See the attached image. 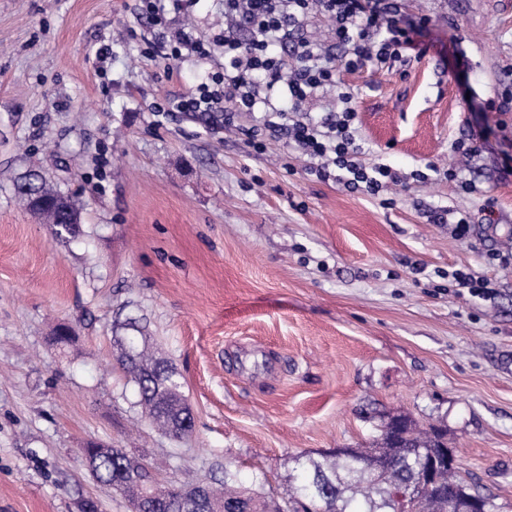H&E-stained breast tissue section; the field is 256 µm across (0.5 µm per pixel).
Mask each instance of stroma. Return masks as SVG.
Returning a JSON list of instances; mask_svg holds the SVG:
<instances>
[{
    "label": "stroma",
    "instance_id": "obj_1",
    "mask_svg": "<svg viewBox=\"0 0 512 512\" xmlns=\"http://www.w3.org/2000/svg\"><path fill=\"white\" fill-rule=\"evenodd\" d=\"M401 8L432 20L405 64L339 73L363 160L403 177L385 206L317 179L286 140L256 153L250 113L159 111L224 54L144 59L160 40L138 0H0V512H130L82 461L90 443L148 451L175 485L230 469L284 502L294 456L364 446L389 412L446 430L512 512V265L487 260L512 250V0ZM166 18L206 39L224 0ZM468 139L481 150L465 158ZM430 163L457 180H416ZM29 170L73 197L82 236L53 240L22 207ZM423 204L467 214L469 239ZM454 269L496 297L454 294ZM126 336L176 371L189 436L142 417Z\"/></svg>",
    "mask_w": 512,
    "mask_h": 512
}]
</instances>
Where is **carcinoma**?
I'll return each mask as SVG.
<instances>
[{
	"label": "carcinoma",
	"instance_id": "cac0c4a2",
	"mask_svg": "<svg viewBox=\"0 0 512 512\" xmlns=\"http://www.w3.org/2000/svg\"><path fill=\"white\" fill-rule=\"evenodd\" d=\"M16 191L25 208L50 225L54 239L80 235V208L43 174L27 172ZM121 363L137 388L142 412L165 433L180 436L187 407L175 374L133 339ZM448 451L443 429L425 431L411 416L389 413L367 448H335L319 460L307 453L296 456L295 484L283 505L243 487L228 469L221 483L206 485L205 498L210 512H470L474 500L489 497L477 492L460 470L443 464ZM432 459L440 466L422 485L421 475ZM92 474L102 482L112 477L114 489L144 512H192L189 486L159 483L143 457L124 448L98 456Z\"/></svg>",
	"mask_w": 512,
	"mask_h": 512
}]
</instances>
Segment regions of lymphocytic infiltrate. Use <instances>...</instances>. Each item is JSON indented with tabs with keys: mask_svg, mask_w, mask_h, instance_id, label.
<instances>
[{
	"mask_svg": "<svg viewBox=\"0 0 512 512\" xmlns=\"http://www.w3.org/2000/svg\"><path fill=\"white\" fill-rule=\"evenodd\" d=\"M314 14L332 19L336 41L345 48L342 56L295 37V29ZM244 28L250 39H241ZM410 33L398 0H224L220 33L205 40L182 29L170 45L174 59L185 47L206 57L211 45H221L224 68L171 97L170 109L186 115L220 111L228 125L238 113L264 112L262 124L246 131L255 148L264 149L270 139L288 138L318 179L379 197L402 177L388 164L362 160L357 112L351 93L340 89L339 72L403 62L404 51L413 45ZM326 87L337 88L342 110L316 122L297 118L307 99Z\"/></svg>",
	"mask_w": 512,
	"mask_h": 512,
	"instance_id": "f902f5d3",
	"label": "lymphocytic infiltrate"
}]
</instances>
